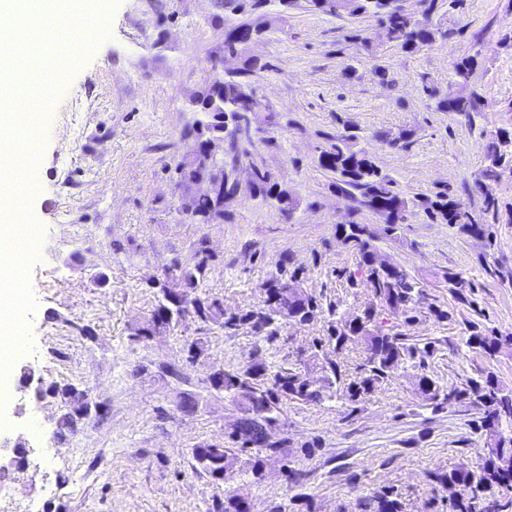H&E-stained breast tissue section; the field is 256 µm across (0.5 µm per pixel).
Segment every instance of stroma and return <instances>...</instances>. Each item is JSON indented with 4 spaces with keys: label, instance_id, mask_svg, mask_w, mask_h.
I'll return each mask as SVG.
<instances>
[{
    "label": "stroma",
    "instance_id": "obj_1",
    "mask_svg": "<svg viewBox=\"0 0 512 512\" xmlns=\"http://www.w3.org/2000/svg\"><path fill=\"white\" fill-rule=\"evenodd\" d=\"M106 2L105 36L85 50L58 99L38 111L35 307L28 345L14 360L45 381L83 385L102 412L63 440L53 400L16 390L0 410L13 421L0 440H23L31 454L25 473L0 478V512H222L226 486L198 469L192 450L233 447L241 411L208 376L262 362L320 379L302 347L326 336L333 315L353 317L374 300L338 275L358 261L337 230L351 222L369 225L377 259L407 269L452 317L425 313L405 327L435 342L432 356L425 368L394 370L354 416L339 395L282 402L272 437L283 447L265 458L250 512H296L300 496L312 512H361L360 502L382 488L400 491L406 512H445L430 472L481 463L486 437L474 429L475 407L427 409L419 376L457 385L490 373L512 389V219L493 224L488 241L417 208L390 234L378 216L337 193L318 156L325 134L349 132L406 198L448 193L480 224L491 195L512 216V171L479 179L489 135L512 130V0L443 7L433 21L456 37L415 53L389 43L372 16L269 8V35L244 54L265 65L255 88L279 125L257 134L249 152L297 206L286 216L244 190L221 224H195L181 213L175 166L192 147L183 136L195 118L190 97L214 78L210 60L223 54L232 15L224 0ZM468 56L477 61L468 85L483 110H439V100L458 90L455 65ZM202 247L210 255L205 288L225 308L261 307L267 283L294 271L298 287L337 311L311 324L279 321L272 333L188 316L135 341L156 304L153 281L194 263ZM446 268L473 279L472 304L452 297L440 277ZM98 274L106 285L94 284ZM471 321L503 338L494 359L468 345ZM196 342L203 352L193 358ZM292 470L300 482L289 479Z\"/></svg>",
    "mask_w": 512,
    "mask_h": 512
}]
</instances>
